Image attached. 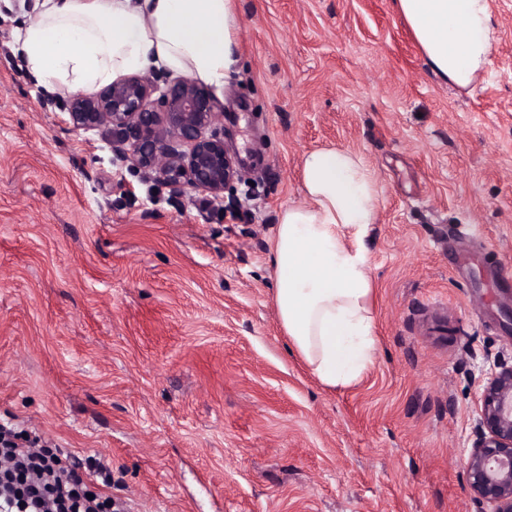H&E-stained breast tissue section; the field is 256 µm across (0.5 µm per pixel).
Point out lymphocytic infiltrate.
<instances>
[{
	"instance_id": "lymphocytic-infiltrate-1",
	"label": "lymphocytic infiltrate",
	"mask_w": 512,
	"mask_h": 512,
	"mask_svg": "<svg viewBox=\"0 0 512 512\" xmlns=\"http://www.w3.org/2000/svg\"><path fill=\"white\" fill-rule=\"evenodd\" d=\"M102 464L61 456L34 432L0 424V512H112Z\"/></svg>"
}]
</instances>
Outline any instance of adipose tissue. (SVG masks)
<instances>
[{
  "label": "adipose tissue",
  "mask_w": 512,
  "mask_h": 512,
  "mask_svg": "<svg viewBox=\"0 0 512 512\" xmlns=\"http://www.w3.org/2000/svg\"><path fill=\"white\" fill-rule=\"evenodd\" d=\"M428 65L470 90L497 41L491 0H395ZM16 50L42 85L86 91L147 67L223 93L240 62L235 0H35ZM306 201L280 212L270 247L274 303L296 351L334 386L372 364V283L362 246L378 184L360 156L340 148L301 159Z\"/></svg>",
  "instance_id": "ef3b65f1"
}]
</instances>
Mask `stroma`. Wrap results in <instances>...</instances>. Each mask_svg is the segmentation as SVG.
Segmentation results:
<instances>
[{
	"label": "stroma",
	"mask_w": 512,
	"mask_h": 512,
	"mask_svg": "<svg viewBox=\"0 0 512 512\" xmlns=\"http://www.w3.org/2000/svg\"><path fill=\"white\" fill-rule=\"evenodd\" d=\"M491 3L460 93L393 0H237L215 130L249 170L203 211L73 127L0 2V420L106 465L120 512H490L465 462L480 384L512 365V0ZM316 148L379 187L377 354L336 387L282 329L269 262Z\"/></svg>",
	"instance_id": "35a3bbf8"
}]
</instances>
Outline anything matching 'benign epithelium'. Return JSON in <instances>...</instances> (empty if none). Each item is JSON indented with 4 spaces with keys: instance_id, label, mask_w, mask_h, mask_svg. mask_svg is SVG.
Segmentation results:
<instances>
[{
    "instance_id": "obj_1",
    "label": "benign epithelium",
    "mask_w": 512,
    "mask_h": 512,
    "mask_svg": "<svg viewBox=\"0 0 512 512\" xmlns=\"http://www.w3.org/2000/svg\"><path fill=\"white\" fill-rule=\"evenodd\" d=\"M67 110L76 128L101 132L119 161L158 183L222 199L243 178L237 156L210 132L224 113L210 90L189 78L130 76L98 92L72 94ZM465 470L475 501L512 512V366L499 367L482 384Z\"/></svg>"
}]
</instances>
